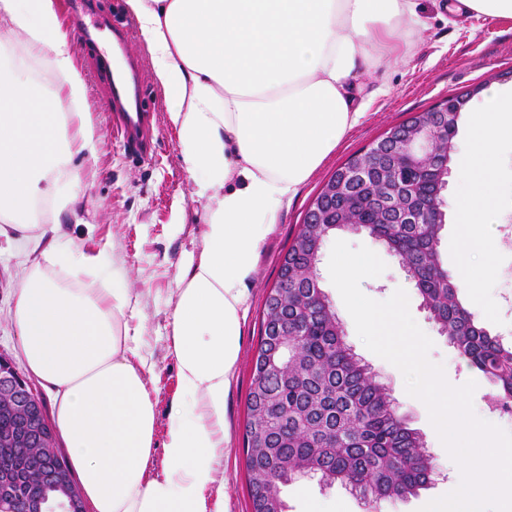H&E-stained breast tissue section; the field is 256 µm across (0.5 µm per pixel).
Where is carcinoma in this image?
<instances>
[{
    "label": "carcinoma",
    "mask_w": 512,
    "mask_h": 512,
    "mask_svg": "<svg viewBox=\"0 0 512 512\" xmlns=\"http://www.w3.org/2000/svg\"><path fill=\"white\" fill-rule=\"evenodd\" d=\"M412 205L433 211L422 173L414 175ZM364 211L378 213L372 184L356 186ZM442 225L373 224L369 235L396 253L414 279L421 304L468 365L492 382L496 398L512 402V345L480 326L446 277L439 251ZM321 232L307 224L297 233L281 267L297 287L273 286L264 303L261 335L247 397L246 466L253 512H285L280 487L298 469H317L326 480L363 483L385 501L417 495L433 470L422 437L394 411L387 386L351 352L327 296L313 285V245ZM294 335L288 372L266 365L265 334L278 308Z\"/></svg>",
    "instance_id": "obj_1"
}]
</instances>
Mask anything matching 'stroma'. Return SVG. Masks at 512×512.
Returning <instances> with one entry per match:
<instances>
[{"label": "stroma", "instance_id": "obj_1", "mask_svg": "<svg viewBox=\"0 0 512 512\" xmlns=\"http://www.w3.org/2000/svg\"><path fill=\"white\" fill-rule=\"evenodd\" d=\"M421 12L429 23L423 33L411 39L410 53L402 58L386 57L358 81L373 99L362 121L350 129L336 150L300 186L296 196L272 225L258 252L253 275L247 282V301L241 319L240 351L231 384L224 397V461L220 474L228 512H251L244 436L247 421L246 400L252 379L254 356L261 330L265 297L277 280L284 253L297 234L314 196L340 165L352 155L366 151L392 126L415 113L427 110L452 94L472 92L476 86H496L512 91V21L489 17L461 16L441 19L433 0H420ZM112 11L128 18L125 0H88L83 16L93 28L91 41L71 35L74 64L84 82L82 110L98 133L94 156L76 157L74 165L83 179L80 206L86 218L82 224H64L65 239L81 249L108 247L117 264L127 272L126 285L138 297L130 321L140 334V352L152 368L147 379L155 402L159 427H166L168 415L177 401V365L169 350L168 324L173 312L172 291L181 273L180 263L202 247L206 215L193 196L194 181L183 162L175 132L167 123L169 97L155 78L147 51L140 41L138 27L130 29V49L144 57L143 78L147 89L146 108L153 113L155 134L150 157L141 158L125 150L112 135L111 113L106 105V85L96 75L92 45L112 47L108 28H95L94 11ZM0 58L31 73L45 92H53L59 80L47 58L30 52L24 38L9 36L0 45ZM499 190L505 201L501 221L493 225L496 251L492 271L481 289L471 288L456 261L455 226L458 216L453 206L456 175H449L444 192L446 224L440 233V253L444 268L458 286L459 297L475 314L478 322L504 342H512V238L506 228L512 225V144L501 153ZM338 239L351 246H366L381 256L385 271L377 281H362L368 297L384 301L396 289H404L409 310L432 340L430 361L443 365L448 381L461 385L475 380L473 396L476 415L498 423L492 403L495 386L478 376L449 344L423 308L417 290L398 261L362 232H340ZM335 239V240H338ZM326 239L323 255H330L335 242ZM31 242L8 243L0 236V355L9 358L16 369H23L16 330L10 318L15 291L25 268L38 257ZM320 285L332 301L341 320L347 344L357 357L370 364L387 384L408 426L418 431L439 472L435 482L417 495L394 503L384 502L381 512H419L430 501L452 491L453 464L429 421L426 406L407 394L402 373L391 363L371 352L359 338L342 298L332 284L327 263L319 265ZM281 497L286 512H307L310 500L317 499L325 512H369L359 496L341 483L320 487L306 482L283 487Z\"/></svg>", "mask_w": 512, "mask_h": 512}]
</instances>
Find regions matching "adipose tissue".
Wrapping results in <instances>:
<instances>
[{
  "label": "adipose tissue",
  "mask_w": 512,
  "mask_h": 512,
  "mask_svg": "<svg viewBox=\"0 0 512 512\" xmlns=\"http://www.w3.org/2000/svg\"><path fill=\"white\" fill-rule=\"evenodd\" d=\"M169 125L206 212L185 261L168 339L182 400L156 446L149 369L130 326L137 296L104 248L47 245L21 281L11 319L26 372L53 395V420L89 512H224V396L240 350L246 283L299 186L366 113L358 73L426 30L419 0H126ZM23 35L62 77L47 94L0 68V223L50 238L83 223L74 158L96 134L77 107L83 79L53 0H0V30ZM73 112H64V105ZM512 96L488 89L456 164L462 254L493 257L499 152ZM111 286L91 284L104 266ZM161 471L151 472L155 455Z\"/></svg>",
  "instance_id": "obj_1"
}]
</instances>
